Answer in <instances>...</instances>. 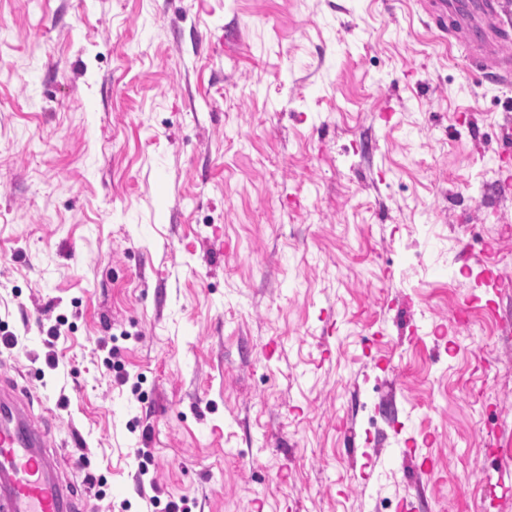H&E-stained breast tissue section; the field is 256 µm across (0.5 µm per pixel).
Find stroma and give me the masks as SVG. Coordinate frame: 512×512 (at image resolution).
Masks as SVG:
<instances>
[{
	"label": "stroma",
	"instance_id": "1",
	"mask_svg": "<svg viewBox=\"0 0 512 512\" xmlns=\"http://www.w3.org/2000/svg\"><path fill=\"white\" fill-rule=\"evenodd\" d=\"M511 121L417 0H0V375L87 512H512Z\"/></svg>",
	"mask_w": 512,
	"mask_h": 512
}]
</instances>
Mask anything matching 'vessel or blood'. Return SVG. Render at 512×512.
<instances>
[{
	"instance_id": "1",
	"label": "vessel or blood",
	"mask_w": 512,
	"mask_h": 512,
	"mask_svg": "<svg viewBox=\"0 0 512 512\" xmlns=\"http://www.w3.org/2000/svg\"><path fill=\"white\" fill-rule=\"evenodd\" d=\"M422 7L484 79L512 80V56L502 50L512 37V0H424ZM60 469L26 393L0 380V512H80L78 491Z\"/></svg>"
}]
</instances>
